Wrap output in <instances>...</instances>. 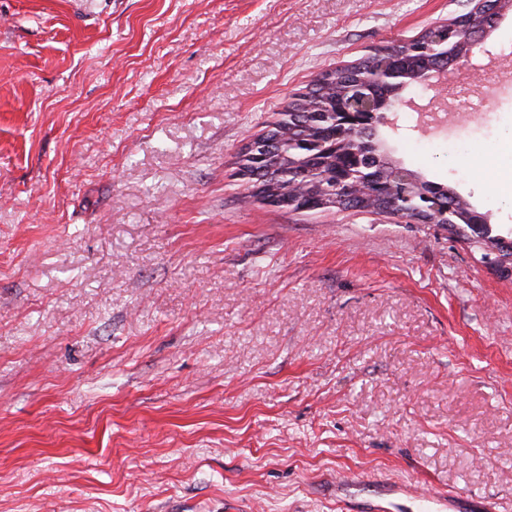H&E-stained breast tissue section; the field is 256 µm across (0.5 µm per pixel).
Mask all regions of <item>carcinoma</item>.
Segmentation results:
<instances>
[{
	"mask_svg": "<svg viewBox=\"0 0 512 512\" xmlns=\"http://www.w3.org/2000/svg\"><path fill=\"white\" fill-rule=\"evenodd\" d=\"M468 51L465 32L453 30L441 42H429L422 35L387 56L365 59L349 72L344 68L326 71L322 85L309 91V100L289 102L266 139L255 142L250 154L240 156V169L248 182L262 186L266 199L299 197L319 211L355 207L439 224L473 239L479 251L494 247L500 237L485 221L468 223L474 207L465 198L448 194V186L423 178L387 153L377 135L384 113H365L355 123L341 113L356 84L381 104L401 96L402 86L374 84V69L395 67L406 74L410 86L416 84L411 78L415 71L445 65ZM357 184L364 187L359 197L354 196Z\"/></svg>",
	"mask_w": 512,
	"mask_h": 512,
	"instance_id": "1",
	"label": "carcinoma"
}]
</instances>
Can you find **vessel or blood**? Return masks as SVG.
<instances>
[{"instance_id": "b4317fda", "label": "vessel or blood", "mask_w": 512, "mask_h": 512, "mask_svg": "<svg viewBox=\"0 0 512 512\" xmlns=\"http://www.w3.org/2000/svg\"><path fill=\"white\" fill-rule=\"evenodd\" d=\"M338 508L360 504L362 512H404L413 505L416 512H492L493 507L484 498L456 490L406 489L388 485L373 477L340 476L336 479Z\"/></svg>"}]
</instances>
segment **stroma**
I'll list each match as a JSON object with an SVG mask.
<instances>
[{
    "instance_id": "35a3bbf8",
    "label": "stroma",
    "mask_w": 512,
    "mask_h": 512,
    "mask_svg": "<svg viewBox=\"0 0 512 512\" xmlns=\"http://www.w3.org/2000/svg\"><path fill=\"white\" fill-rule=\"evenodd\" d=\"M467 0H0V512H512V278L436 224L260 202L242 148ZM394 156L512 238V12ZM373 477H357L336 475V506L342 511L362 510L360 512H403L406 508L399 497L405 493V500H411L416 512H492L493 507L484 498L470 492L456 490L450 493L437 489H412L406 484L402 487L386 486ZM354 489L356 493L340 495V491ZM372 492V493H370ZM373 496V498H365ZM358 499H361L360 501ZM348 504L360 505L361 509H351Z\"/></svg>"
}]
</instances>
